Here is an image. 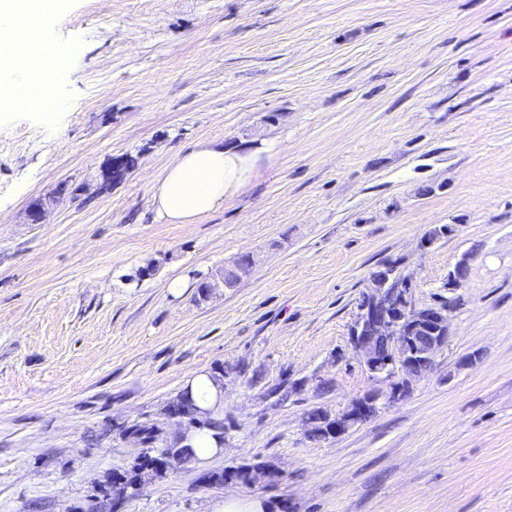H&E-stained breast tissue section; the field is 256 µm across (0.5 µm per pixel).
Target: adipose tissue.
I'll return each mask as SVG.
<instances>
[{
  "label": "adipose tissue",
  "mask_w": 512,
  "mask_h": 512,
  "mask_svg": "<svg viewBox=\"0 0 512 512\" xmlns=\"http://www.w3.org/2000/svg\"><path fill=\"white\" fill-rule=\"evenodd\" d=\"M54 0H0V105L25 109L30 98L20 97L16 87L29 79L27 62L34 44L19 38L35 15L54 8ZM276 143L262 149L200 143L180 154L153 186L152 205L158 217L169 224H192L217 211L240 195L262 171V159L274 156ZM200 415L216 413L224 402V379L220 373L194 370L181 389Z\"/></svg>",
  "instance_id": "adipose-tissue-1"
}]
</instances>
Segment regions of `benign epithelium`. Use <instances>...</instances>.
I'll return each instance as SVG.
<instances>
[{
  "mask_svg": "<svg viewBox=\"0 0 512 512\" xmlns=\"http://www.w3.org/2000/svg\"><path fill=\"white\" fill-rule=\"evenodd\" d=\"M467 258H462L448 273V288L457 291L465 286ZM456 299L440 304L420 306L413 296L411 276L393 268L382 279H372L362 291L349 343L365 370L391 387L390 398L406 396L410 379L430 369L436 352L449 335V314ZM425 328L433 333L432 342L418 347L411 336L413 330ZM378 409V395L356 399L343 412L336 414V435L346 433L362 415Z\"/></svg>",
  "mask_w": 512,
  "mask_h": 512,
  "instance_id": "obj_1",
  "label": "benign epithelium"
}]
</instances>
